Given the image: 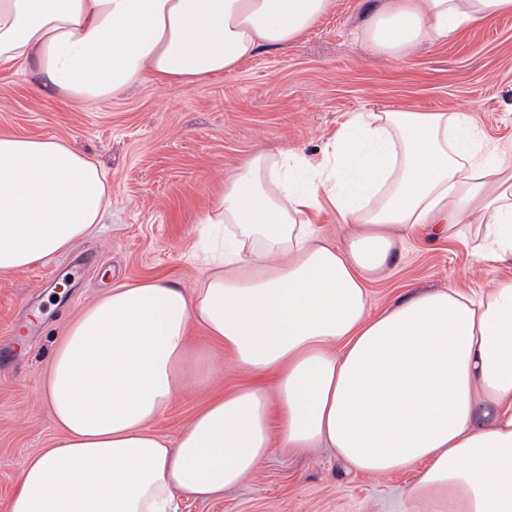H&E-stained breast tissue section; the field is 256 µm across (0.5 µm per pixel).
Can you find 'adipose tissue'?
<instances>
[{"label": "adipose tissue", "mask_w": 512, "mask_h": 512, "mask_svg": "<svg viewBox=\"0 0 512 512\" xmlns=\"http://www.w3.org/2000/svg\"><path fill=\"white\" fill-rule=\"evenodd\" d=\"M335 0H0V65L39 94L96 105L150 78L234 74L288 46ZM512 14V0H387L358 39L401 59ZM112 183L57 138L0 136V272L91 236ZM331 204L343 242L312 221ZM195 288L149 279L96 298L55 346L41 395L62 434L30 455L7 512H178L275 454L317 444L364 473L415 471L425 512H512V280L485 295L424 290L373 315L366 285L411 235L512 260V141L470 112L352 113L329 150L254 151L197 217ZM224 345L250 383L176 436L151 424Z\"/></svg>", "instance_id": "1"}]
</instances>
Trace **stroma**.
Listing matches in <instances>:
<instances>
[{
    "instance_id": "1",
    "label": "stroma",
    "mask_w": 512,
    "mask_h": 512,
    "mask_svg": "<svg viewBox=\"0 0 512 512\" xmlns=\"http://www.w3.org/2000/svg\"><path fill=\"white\" fill-rule=\"evenodd\" d=\"M385 0H336L299 40L264 51L229 77L161 87L145 80L122 97L86 106L47 100L30 73L0 66V134L57 137L109 172L112 206L90 237L30 269L0 273V512L30 454L60 433L40 387L68 323L114 287L162 277L194 287L196 218L214 187L250 153L330 147L351 113L375 107L472 111L487 139H512V15L427 42L394 60L355 42ZM79 276L57 293V281ZM512 279V264L478 260L460 241L420 232L388 275L367 285L371 313L410 293L448 286L485 291ZM212 379L187 387L155 421L175 435L212 393L248 382L224 349ZM411 471L368 475L335 450L277 453L237 488L183 502L180 512H413Z\"/></svg>"
}]
</instances>
